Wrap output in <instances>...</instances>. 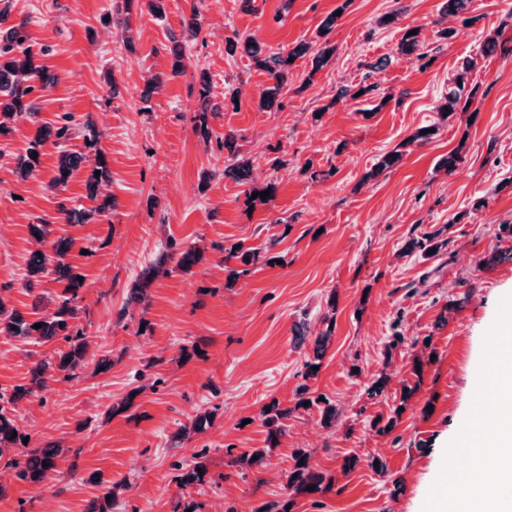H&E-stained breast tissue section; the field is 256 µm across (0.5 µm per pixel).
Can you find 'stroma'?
Segmentation results:
<instances>
[{
  "label": "stroma",
  "instance_id": "1",
  "mask_svg": "<svg viewBox=\"0 0 512 512\" xmlns=\"http://www.w3.org/2000/svg\"><path fill=\"white\" fill-rule=\"evenodd\" d=\"M442 3L165 0L157 17L134 0L129 43L106 20L111 0H13L6 26L26 22L55 79L33 94L37 123L72 113L75 151L98 134L111 174L101 192L114 206L85 224L55 223L59 202L85 203L84 173L49 188L58 147L48 141L39 170L19 179L15 158L35 123L0 138V297L28 320L53 310L63 290L54 276L25 286L35 247L29 226L49 219L51 238L74 241L68 260L83 277L76 325L89 342L74 373L48 369L35 388L32 368L55 359L62 343L0 336V391L32 389L17 404L20 432L63 450L36 484L17 480L0 459V512H88L104 480L121 485L112 512H183L190 501L198 512H255L268 502L289 503L291 512H423L469 414L497 303L512 293V238L499 234L512 224V0H470L464 16L447 18ZM394 11L398 20L383 25ZM194 12L196 39L185 31ZM331 14L338 20L320 38ZM409 27L419 28L428 65L398 56ZM234 35L272 51L310 42L334 53L317 71L311 56L298 58L280 107L265 111L258 102L269 76L246 55L227 53ZM171 36L185 56L176 74ZM489 36L498 48L486 56L480 45ZM466 60L478 88L472 109L442 117L441 100ZM155 72L167 80L151 90L146 79ZM363 83L377 85L375 98L337 100L340 85ZM211 103L220 111L205 142L194 117ZM424 126L436 135L408 144ZM230 132L256 183L276 182L273 201L250 200L224 178ZM399 147L401 162L375 173ZM457 148L465 160L447 172L441 161ZM435 232L447 242L438 255L405 253L410 238ZM171 241L202 248V261L158 276L145 301L133 300V285ZM266 241L268 253L228 281L225 249ZM323 332L330 339L320 370L306 377ZM396 334L401 343L385 353ZM419 358L426 364L418 376ZM382 374L389 383L369 398ZM414 383L416 394L401 402L403 386ZM303 390L335 405L331 424L318 408L296 409ZM274 401L294 413L271 448L260 413ZM399 404L390 433L372 430L375 416ZM203 410L212 425L175 440ZM263 447L265 467L241 470L237 456ZM300 448L330 489L289 491ZM202 450L209 483L180 488L178 466ZM349 454L359 464L346 474ZM375 459L385 472L372 468Z\"/></svg>",
  "mask_w": 512,
  "mask_h": 512
}]
</instances>
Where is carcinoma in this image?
I'll return each instance as SVG.
<instances>
[{
  "instance_id": "cac0c4a2",
  "label": "carcinoma",
  "mask_w": 512,
  "mask_h": 512,
  "mask_svg": "<svg viewBox=\"0 0 512 512\" xmlns=\"http://www.w3.org/2000/svg\"><path fill=\"white\" fill-rule=\"evenodd\" d=\"M133 2L134 0H121L112 5L111 19L126 33L130 32L128 11ZM229 46L243 49L244 53L266 71L273 81V84L264 88L260 93L259 105L265 110H270L279 104L278 97L283 88L288 85V75L292 66L289 59L295 60L311 53L313 54L314 69L318 70L327 64L333 52V49L326 46L315 50L312 44L303 42L288 49L286 53L266 54L255 39L237 36L229 39ZM399 50L403 55H416V59L419 61L426 58V54L420 52V40L417 34L410 35L406 31L403 32ZM46 52H48L46 48L40 49L37 53L33 51L29 44L25 23L21 22L6 30L0 28V136L9 133L12 125L21 121L36 123L35 115L38 113V108L33 102L27 100V96L34 90H41L53 82V78L38 62L39 56ZM470 70L471 63L467 60L464 61L456 74L455 83L448 87V94L445 95L439 107L444 117L447 118L457 112H466L470 109L476 97V89L468 84ZM72 129V116L68 113L59 116V121L53 127L44 124L37 126L26 153L16 157L15 172L24 178L34 174L39 168L40 159H34L32 155L40 153V147L48 139L54 138L56 144L60 146V154L56 170L50 179V186L54 189L66 187L73 173L85 167L88 169L85 179L87 197L96 200L102 183L109 177L105 154L98 148L99 136L95 135L85 139V147L95 152L94 157L91 158L86 153L66 149L65 143L70 139ZM224 148L230 153L228 164L224 166V177L245 187L244 193L249 197L255 192L269 191L270 196L265 198V201H271L276 194L275 183L270 181L263 188H258L251 177L249 162L238 157L237 151L233 149L230 138L227 136L224 137ZM112 205L113 201L110 196L104 197L99 205L90 210L70 207L61 202L58 205L56 220L65 224H85L94 215L100 216L111 211ZM49 225L50 222L44 218L39 219V223L30 225L31 233L38 234L39 239L35 240L37 249L31 252L28 259V276L38 278L44 274L54 273L57 275V281L65 283L64 291L56 301L54 311L34 321H28L19 312L7 308L4 299L0 297V335L22 337L36 342L54 339L65 341L69 344V349L66 352L58 353L57 368L62 372H72L79 365L88 348L84 333L72 324L78 313L74 302L83 283L79 282L80 274L75 272V268L65 262V257L72 248L73 240L68 237L48 240ZM446 245L447 242L438 239L437 235L428 234L411 239L406 245V251L413 252L418 249L426 255L433 249L439 252ZM201 260L202 251L195 246H190L176 254L164 252L152 268L151 276L169 273L170 268L167 267V263L171 261L175 262V269L187 273ZM36 324L41 325V328H34ZM329 335L330 332L327 331L318 339L314 360L305 362V376L313 377L317 374L313 367L320 365L325 342ZM415 391L414 387H403L401 403L395 407L392 415L387 418L379 416L372 420L371 425L376 432L384 434L387 432V428L395 426L401 415L400 408L405 406V402ZM28 393L29 390L22 386L15 388V391L9 396L0 391V457L22 439L20 433L15 437L12 436L13 431L17 430V424L11 413V405L19 397ZM301 407H303L301 401L293 408H281L278 404L273 403L261 411L263 424L268 428L270 445H275L279 438L286 434V420ZM212 420L213 415L209 412L199 414L191 420V425L183 426L178 435L184 437L191 432L200 433L211 425ZM60 454L61 448L48 442L37 448L25 449L18 454V457L8 459L6 465L14 471L17 479L38 483L47 476L48 472L55 469L56 460ZM195 458L197 461L191 468L184 469L176 476V481L182 488L198 486L207 482L209 470L205 452L196 454ZM236 463L263 468L266 464L265 449L258 448L249 453L244 452L236 460ZM324 482L325 476L311 463L310 456L303 451L297 452L294 455V465L288 471V489L297 493L316 494L325 489ZM310 486L313 487L311 491L308 490Z\"/></svg>"
}]
</instances>
